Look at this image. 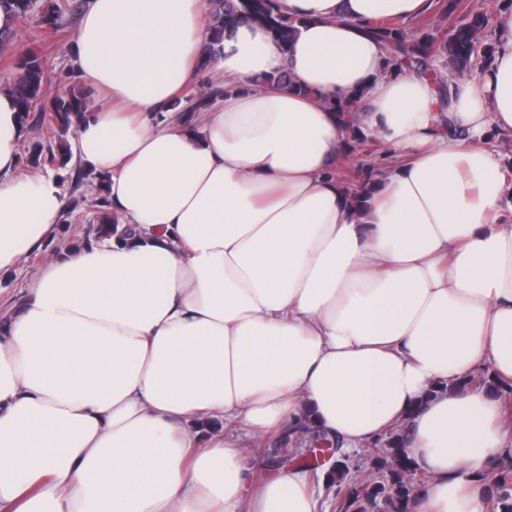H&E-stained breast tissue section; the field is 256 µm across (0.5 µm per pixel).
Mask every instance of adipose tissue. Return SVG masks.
I'll use <instances>...</instances> for the list:
<instances>
[{"label": "adipose tissue", "instance_id": "adipose-tissue-1", "mask_svg": "<svg viewBox=\"0 0 512 512\" xmlns=\"http://www.w3.org/2000/svg\"><path fill=\"white\" fill-rule=\"evenodd\" d=\"M205 7L90 0L68 47L107 100L73 154L141 232L49 257L0 320V512H314L309 471L255 480L246 446L300 423L345 452L406 427L417 512H484L503 404L455 382L512 383V186L482 144L512 131V13L445 109L428 77L385 71L365 27L426 0H277L303 21L287 52L251 22L211 43ZM206 58L223 99L163 112ZM284 67L294 88L267 81ZM358 93L395 161L353 205L324 103ZM25 136L1 86L0 271L66 207L19 163Z\"/></svg>", "mask_w": 512, "mask_h": 512}]
</instances>
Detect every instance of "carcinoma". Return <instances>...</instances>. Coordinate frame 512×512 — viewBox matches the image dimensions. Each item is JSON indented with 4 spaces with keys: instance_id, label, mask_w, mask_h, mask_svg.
<instances>
[{
    "instance_id": "cac0c4a2",
    "label": "carcinoma",
    "mask_w": 512,
    "mask_h": 512,
    "mask_svg": "<svg viewBox=\"0 0 512 512\" xmlns=\"http://www.w3.org/2000/svg\"><path fill=\"white\" fill-rule=\"evenodd\" d=\"M36 0H0V7L13 12L17 19L30 14ZM210 19L207 23L215 41L224 39V33L234 30L239 24L253 21L264 25L283 52H288L297 36L302 20L282 15L275 10L274 0H210ZM503 5L490 0L485 11L472 15L469 20L452 26L440 40L409 35L396 20L379 18L369 25V31L381 40L387 52V68L393 74L408 69L423 73L433 72L432 63L439 57L448 59V65L459 73L471 70L474 62L486 64L491 57L493 43L484 36L492 16ZM20 71L12 82L10 90L14 95L22 121H27L32 112H37L34 125L44 130L43 139L29 145L20 156L24 166L39 169L58 165L66 167L72 159L71 146L67 136L77 131L85 121L87 112L84 99L74 93L43 99L44 70L41 57L35 53L20 56L15 62ZM224 96V85L218 83L188 100L182 112L194 115L206 112L213 102ZM363 96L338 99L328 104V109L337 114L345 134L347 154L352 155L365 145L366 133L356 123L359 103ZM373 165L361 164L356 178L345 183L349 199L360 201L361 194L368 189ZM95 221L93 234L84 239V245L117 237L131 239L138 234L136 226L122 224L112 214L106 196L98 193L95 200ZM479 382L495 397L505 402L512 400V385L503 384L490 372L485 371ZM294 432L282 434L272 441L277 456L294 460V450L288 447V440ZM374 471L357 480L348 478L349 468L342 460H336V467L326 476L329 487L335 489L337 512H374L387 506L391 512H413L415 493L419 483L411 478L417 469L406 452V437L399 430L389 435L373 457ZM485 501L490 512H512V470L489 472L482 477Z\"/></svg>"
}]
</instances>
